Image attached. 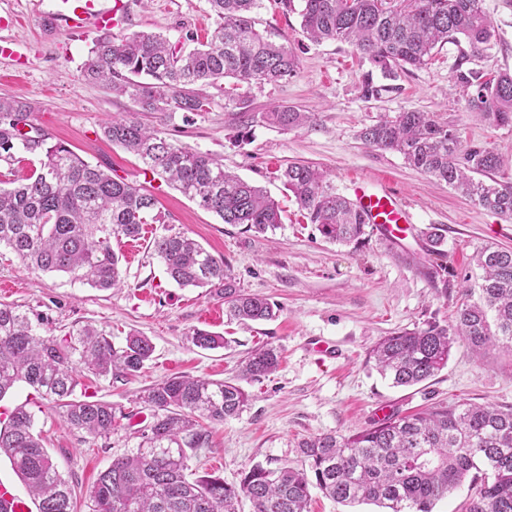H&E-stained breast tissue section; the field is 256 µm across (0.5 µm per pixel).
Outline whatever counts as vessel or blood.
I'll return each instance as SVG.
<instances>
[{
    "mask_svg": "<svg viewBox=\"0 0 512 512\" xmlns=\"http://www.w3.org/2000/svg\"><path fill=\"white\" fill-rule=\"evenodd\" d=\"M115 13V7L107 6L105 0H60L54 7L53 17L67 28L85 30L102 27ZM353 191L355 205L376 233L392 241L403 238L413 223V215L395 192L373 191L360 181L355 183ZM0 507L5 512H32L30 500L20 495L14 483L7 479H0Z\"/></svg>",
    "mask_w": 512,
    "mask_h": 512,
    "instance_id": "obj_1",
    "label": "vessel or blood"
}]
</instances>
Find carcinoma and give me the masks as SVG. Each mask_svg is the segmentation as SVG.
I'll use <instances>...</instances> for the list:
<instances>
[{"mask_svg": "<svg viewBox=\"0 0 512 512\" xmlns=\"http://www.w3.org/2000/svg\"><path fill=\"white\" fill-rule=\"evenodd\" d=\"M216 27L201 47L176 51L156 33L100 35L82 66L85 80L128 95L143 112H204L209 100L199 84L224 85V98L242 110L247 89L275 85L297 74L295 54L255 30L250 13L257 0H208ZM301 27L315 43L352 45L384 72L422 68L434 50L466 43L455 66V82L473 89L467 107L490 125L512 126V72L487 80L463 68L473 57L487 58L494 30L483 0H303ZM30 106L0 98V164L23 150L39 156V168L0 185V247L27 267L63 272L100 289L122 280L112 238L140 236L145 224L165 223L154 196L115 179L67 145L26 126ZM263 119L282 128L312 121L311 114L276 106ZM103 136L134 153L145 170L173 185L225 224L246 232L274 231L278 204L260 187L224 170L208 153L171 143L163 132L139 121L114 118ZM369 146L401 154L421 172L470 196L475 203L512 218V182L492 174L501 158L490 147H462L457 133L428 112H398L364 127ZM279 178L304 217L328 240L359 243L367 225L349 199L336 192L325 172L291 163ZM152 251L181 287L211 286L224 295L230 317L241 322L271 320L275 305L237 287L229 265L183 233L153 238ZM483 275L479 297L465 302L454 323L429 321L383 337L371 357L394 387L422 383L447 365L456 338L476 351L512 349V250L485 246L474 257ZM202 349L226 346L221 334L197 330ZM150 340L132 334L121 347L92 325L63 336L46 328L44 317L0 303V401L19 383L59 409L63 422L94 439L108 441L117 420L112 404L76 398L87 374L133 377L151 360ZM273 346L251 351L242 377L257 380L275 371ZM150 421L138 430L139 443L99 474L89 512H239L241 498L253 512H308L311 489L345 505L374 504L386 512H434L435 504L465 481L475 488L465 512H512V409L462 402L389 417L354 434H319L299 443L306 469L253 465L239 483L212 474L193 477L189 460L209 442L204 424L239 415L250 395L232 380L177 374L143 391ZM5 455L34 499L38 512H72L68 481L35 432V413L17 405L0 419V455Z\"/></svg>", "mask_w": 512, "mask_h": 512, "instance_id": "carcinoma-1", "label": "carcinoma"}]
</instances>
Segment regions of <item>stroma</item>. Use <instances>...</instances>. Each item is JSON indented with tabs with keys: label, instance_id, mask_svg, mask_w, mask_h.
I'll use <instances>...</instances> for the list:
<instances>
[{
	"label": "stroma",
	"instance_id": "stroma-1",
	"mask_svg": "<svg viewBox=\"0 0 512 512\" xmlns=\"http://www.w3.org/2000/svg\"><path fill=\"white\" fill-rule=\"evenodd\" d=\"M120 2L111 26L115 34L157 33L186 52L215 28L208 0ZM52 6L53 0H0V38L12 40L16 50L0 57V97L28 101L30 124L113 177L146 188L165 216L164 224L144 225L139 239L113 241L123 256V282L108 290L28 269L9 249H0V283L9 285L0 290V303L36 309L57 336L91 324L110 330L117 347L131 333L152 341L153 358L138 376L89 381L88 393L134 413L140 409L135 394L168 376L232 379L251 350L277 347L278 369L244 382L251 395L247 408L211 426L208 448L189 462L196 474L211 473L233 484L257 463L301 467V440L356 433L375 423L381 405L394 414L462 401L512 408V350L478 352L457 340L447 368L411 387L391 386L369 357L375 343L395 331L433 320L452 322L479 280L472 260L476 251L488 244L512 248V219L479 207L408 165L399 153L368 146L359 137L383 114L429 112L458 129L464 145L494 148L502 160L497 179L512 181V126L493 127L468 112L466 91L454 79L458 46L445 44L424 68L389 75L349 44L308 40L301 0H260L253 12L256 29L294 52L298 73L276 85H251L254 119L245 125L219 88L200 87L211 101L205 112H143L129 98L84 80L81 66L99 33L59 25L45 29ZM484 9L494 46L490 57L471 59L468 66L486 76L512 71V0H484ZM369 85L374 94H366ZM279 105L312 113V125L283 130L264 122L262 112ZM114 117L139 120L173 143L223 158L226 169L279 202L280 227L263 235L242 232L146 174L136 156L103 137L104 123ZM293 162L325 170L344 196L351 195L356 180L391 187L415 217L411 235L396 244L374 233L357 246L326 240L278 177L279 169ZM432 226L445 231L437 253L423 236ZM168 228L224 259L241 288L280 306L279 317L232 321L216 289L178 286L150 247ZM197 329L223 334L228 346L196 347L191 336ZM316 340L334 345L336 359L316 353ZM35 428L71 485L75 512H87L98 474L138 443L135 421L121 420L104 442L67 428L49 406L37 413Z\"/></svg>",
	"mask_w": 512,
	"mask_h": 512
}]
</instances>
